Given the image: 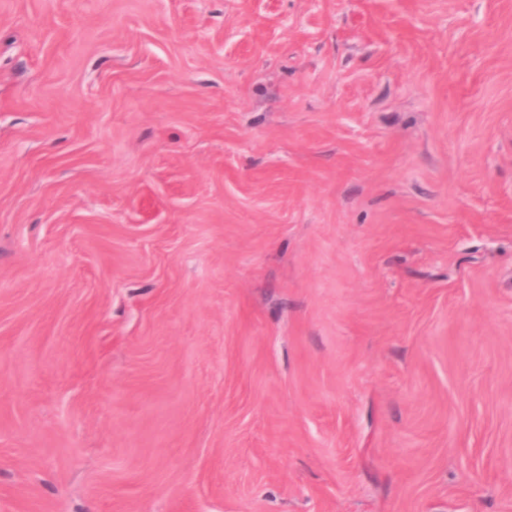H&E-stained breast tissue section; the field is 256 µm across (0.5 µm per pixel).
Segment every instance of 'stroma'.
I'll return each mask as SVG.
<instances>
[{"instance_id": "1", "label": "stroma", "mask_w": 512, "mask_h": 512, "mask_svg": "<svg viewBox=\"0 0 512 512\" xmlns=\"http://www.w3.org/2000/svg\"><path fill=\"white\" fill-rule=\"evenodd\" d=\"M0 512H512V0H0Z\"/></svg>"}]
</instances>
